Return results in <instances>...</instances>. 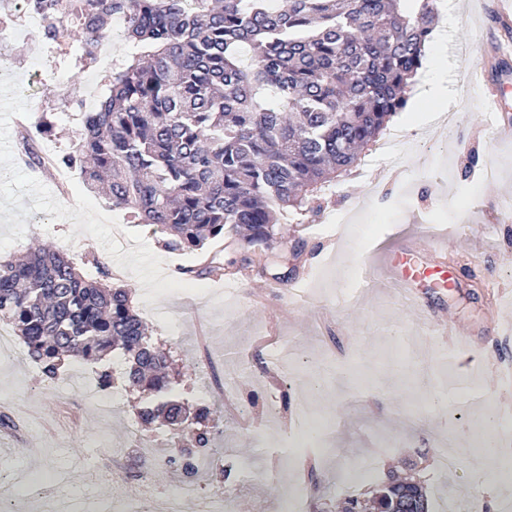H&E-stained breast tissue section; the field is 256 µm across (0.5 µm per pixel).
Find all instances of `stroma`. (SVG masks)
I'll return each mask as SVG.
<instances>
[{
    "mask_svg": "<svg viewBox=\"0 0 512 512\" xmlns=\"http://www.w3.org/2000/svg\"><path fill=\"white\" fill-rule=\"evenodd\" d=\"M497 0H436L442 65L448 86L444 117L421 113L417 98L396 114L348 175L325 186L321 210L278 226L274 275L253 268L196 276L211 260L247 253L244 242L218 238L196 251L169 252L160 234L135 223L128 210L90 192L72 167L69 181L30 162L18 120L51 127L33 151L70 154L83 122L86 94L102 96L112 66L130 44L121 21L103 42L106 61L83 62L79 24L45 39L24 11L0 9V28L21 36L0 48V259L42 244L64 250L82 274L96 262L132 295L152 341L169 350L180 376L177 393L214 409L213 448L220 477L201 484L230 512H285L297 486L318 480L319 499L305 512H336L344 498L371 491L390 472L411 473L431 512H504L512 484L478 474L476 454L512 458V141L498 139L476 89L487 63L512 121V69L489 61ZM448 238L450 281L425 288L419 300L387 278L350 288L368 257L397 249L421 265L434 261L433 235ZM433 314L462 333L429 334ZM0 358V506L5 512H55L61 491L96 505L120 496L135 502L151 484L163 498L177 479L161 458L174 441L136 418L143 394L125 385L113 364L108 408L90 393L100 364L68 359L54 380L42 375L21 339ZM229 385L244 410L224 413L218 385ZM327 422L301 456L281 440L299 407ZM157 460L144 465L139 446ZM454 459L444 470L441 457ZM372 460L371 475H348L352 462Z\"/></svg>",
    "mask_w": 512,
    "mask_h": 512,
    "instance_id": "obj_1",
    "label": "stroma"
}]
</instances>
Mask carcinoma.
I'll return each mask as SVG.
<instances>
[{
	"label": "carcinoma",
	"mask_w": 512,
	"mask_h": 512,
	"mask_svg": "<svg viewBox=\"0 0 512 512\" xmlns=\"http://www.w3.org/2000/svg\"><path fill=\"white\" fill-rule=\"evenodd\" d=\"M46 38L68 32L73 0H27ZM81 50L94 61L111 18L131 55L85 113L75 154L88 187L165 234L171 252L242 236L265 274L284 216L319 209L317 193L357 163L411 97L426 59L435 0H80ZM251 47L254 58L244 62ZM84 277L60 250L0 261V321L54 379L65 357L122 358L136 411L192 447L167 463L189 482L214 475V411L172 387L169 355L152 344L128 292ZM376 508L425 512L418 484L377 486Z\"/></svg>",
	"instance_id": "carcinoma-1"
}]
</instances>
